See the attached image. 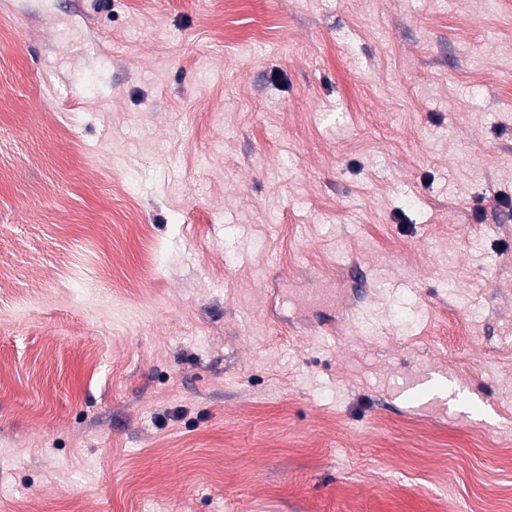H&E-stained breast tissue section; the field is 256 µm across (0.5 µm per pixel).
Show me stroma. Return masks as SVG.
<instances>
[{
	"instance_id": "1",
	"label": "stroma",
	"mask_w": 512,
	"mask_h": 512,
	"mask_svg": "<svg viewBox=\"0 0 512 512\" xmlns=\"http://www.w3.org/2000/svg\"><path fill=\"white\" fill-rule=\"evenodd\" d=\"M13 2L0 512L512 492V0Z\"/></svg>"
}]
</instances>
